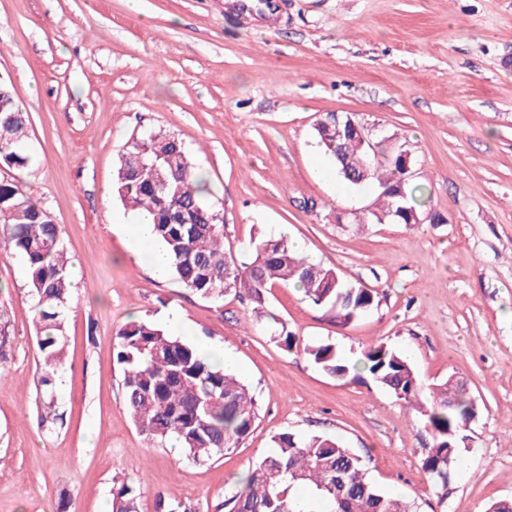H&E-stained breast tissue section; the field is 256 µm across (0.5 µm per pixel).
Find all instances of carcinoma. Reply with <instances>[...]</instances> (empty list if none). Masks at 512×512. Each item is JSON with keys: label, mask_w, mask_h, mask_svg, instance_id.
Returning <instances> with one entry per match:
<instances>
[{"label": "carcinoma", "mask_w": 512, "mask_h": 512, "mask_svg": "<svg viewBox=\"0 0 512 512\" xmlns=\"http://www.w3.org/2000/svg\"><path fill=\"white\" fill-rule=\"evenodd\" d=\"M319 145L337 174L353 186L377 184L374 208L359 225L382 221L416 224L426 214L421 188L412 184L400 140H374L377 159L366 164V147L353 135L336 138L333 115L315 127ZM29 116L11 86L0 83V163L16 177L0 180V248L20 257L27 272V293L34 303L37 347L42 368L38 378L41 420H63L50 399L65 358V331L72 298L67 245L59 225L44 206L26 194L19 174L32 156L27 149ZM185 143L178 137L150 132L128 143L117 168L115 190L124 207L152 216L157 238L172 263L170 275L200 298L219 303L232 294L248 303L256 320L280 326L283 349L296 347L287 325L268 310L270 290L293 285L315 306L329 307L345 326L379 303L378 293L344 280L329 267L312 261L284 235L261 230L249 259L224 249V215L205 201L208 189L194 182ZM7 309L0 307V362L9 343ZM117 363L123 372L126 407L134 425L151 446L176 442L198 464L216 461L240 447L253 431L257 403L252 389L217 360L203 356L187 340L151 320H132L115 336ZM310 361L331 377L344 380L368 372L419 415L426 436L422 466L440 487L448 474L465 466L461 444L476 407L454 377L424 387L409 357L385 343L367 348L356 363L330 343L305 345ZM275 450L264 456L224 500L225 512H304L296 489L306 488L327 512H417L414 502L390 496L368 479L361 457L333 437L301 438L291 432L274 437ZM156 512H196L188 503L157 496ZM112 512H143L140 493L131 483L112 486Z\"/></svg>", "instance_id": "carcinoma-1"}]
</instances>
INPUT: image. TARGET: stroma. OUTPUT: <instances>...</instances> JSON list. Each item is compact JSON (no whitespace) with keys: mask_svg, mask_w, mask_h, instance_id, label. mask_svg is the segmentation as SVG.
<instances>
[{"mask_svg":"<svg viewBox=\"0 0 512 512\" xmlns=\"http://www.w3.org/2000/svg\"><path fill=\"white\" fill-rule=\"evenodd\" d=\"M226 0H0V79L30 116L35 156L22 188L61 228L75 290L64 420L40 424L35 310L19 257L0 256L10 345L0 374V512H110L113 481L212 512L274 448L278 433L330 436L362 457L385 493L418 512H484L512 497V0H279L269 26L233 22ZM328 112L397 134L439 224L337 223L370 206L312 170L328 159ZM181 138L224 214V247L248 257L258 229L286 227L313 261L374 289L347 326L279 285L272 309L300 346L285 351L237 298L203 300L156 279L132 253L114 179L128 142ZM183 316L188 340L223 351L258 402L243 445L207 464L148 446L130 421L116 331ZM386 343L424 384L452 377L477 399L464 468L446 488L422 468L425 436L403 401L365 373L340 381L306 344L349 359Z\"/></svg>","mask_w":512,"mask_h":512,"instance_id":"obj_1","label":"stroma"}]
</instances>
